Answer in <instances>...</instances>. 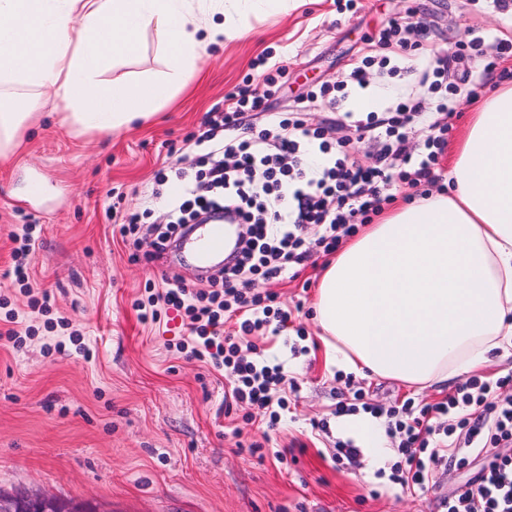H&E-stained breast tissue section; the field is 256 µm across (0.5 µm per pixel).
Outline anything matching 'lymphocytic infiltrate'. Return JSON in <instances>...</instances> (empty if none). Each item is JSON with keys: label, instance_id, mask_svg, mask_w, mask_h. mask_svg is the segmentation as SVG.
Here are the masks:
<instances>
[{"label": "lymphocytic infiltrate", "instance_id": "lymphocytic-infiltrate-1", "mask_svg": "<svg viewBox=\"0 0 512 512\" xmlns=\"http://www.w3.org/2000/svg\"><path fill=\"white\" fill-rule=\"evenodd\" d=\"M460 47L483 57L482 76L445 86L455 57L431 45L419 71L393 65L386 57H368L345 84L310 91V98L334 104L346 84L365 86L373 68L392 77H416L415 93L386 111L363 117L340 113L342 134L333 142L302 112L237 136L243 115L265 108L263 97L246 84L228 92L223 106L207 112L204 130L192 143L195 171H177L182 184L166 200L165 223L148 228L155 238L146 258L161 259L179 227L199 223L216 207L236 211L249 236L207 286L188 287L178 274L168 272L162 288L137 301L135 308L144 322L158 321L165 310L181 316L186 332L175 345L177 352L225 371L232 398L247 407L246 421L260 418L272 428L288 408L280 366L261 363L247 339L278 335L291 312L280 306L276 293L252 292L253 282L282 280L291 263L335 253L344 239L397 199L428 198V185L441 177L438 157L458 97L477 99L484 77L512 62L511 38L489 45L483 38L468 37ZM418 124L429 134L411 152L405 143ZM363 143L374 146L368 165L358 157ZM229 319L236 321L237 335H225ZM390 416L388 433L398 439L402 456L392 471L394 484L404 490L424 487L442 466H464L474 452L484 460L478 477L443 499V512H512V455L507 452L512 446L511 377L474 376L439 401L417 405L409 400Z\"/></svg>", "mask_w": 512, "mask_h": 512}]
</instances>
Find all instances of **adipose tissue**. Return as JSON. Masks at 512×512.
I'll list each match as a JSON object with an SVG mask.
<instances>
[{
	"label": "adipose tissue",
	"instance_id": "adipose-tissue-1",
	"mask_svg": "<svg viewBox=\"0 0 512 512\" xmlns=\"http://www.w3.org/2000/svg\"><path fill=\"white\" fill-rule=\"evenodd\" d=\"M288 0H0V156L36 126L28 92H51L83 134L155 117L188 84L209 45L238 39ZM153 32L164 72L105 83L109 63ZM456 187L387 215L330 261L315 319L331 363L425 386L464 374L512 344V87L472 113Z\"/></svg>",
	"mask_w": 512,
	"mask_h": 512
}]
</instances>
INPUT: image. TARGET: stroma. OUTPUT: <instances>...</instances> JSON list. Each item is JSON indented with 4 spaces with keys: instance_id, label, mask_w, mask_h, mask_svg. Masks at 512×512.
Listing matches in <instances>:
<instances>
[{
    "instance_id": "1",
    "label": "stroma",
    "mask_w": 512,
    "mask_h": 512,
    "mask_svg": "<svg viewBox=\"0 0 512 512\" xmlns=\"http://www.w3.org/2000/svg\"><path fill=\"white\" fill-rule=\"evenodd\" d=\"M408 17L425 27L409 34L407 62L415 67L426 62L427 42L457 51L469 34L489 44L512 38V13L492 0H289L287 13L254 18L248 36L209 47L198 76L149 124L82 134L60 124L51 95L32 99L41 124L19 151L0 157V332L13 313L35 329L22 351L0 343V493L51 495L95 512H440L441 500L476 475L479 463L451 466L431 486L401 490L389 481L401 459L392 441L380 466L367 467L360 456L336 462L337 444L350 440L335 413L345 382L385 410L440 400L459 382L420 390L331 365L313 309L327 257L310 258L296 279L255 285L296 312L280 336L257 343L260 357L282 365L286 382L297 385L270 429L245 422L244 408H226L222 373L175 350L180 318L162 316L151 328L134 309L163 272L201 288L218 269L200 266L173 241L163 262H134L112 234L115 209L148 208L151 223H164L163 201L151 192L169 147L202 132L206 112L242 82L267 106L246 114V126L258 130L271 116L304 112L336 139L337 109L307 93L345 80L364 57L383 56L376 33L389 19ZM260 56L264 68H252ZM283 65L287 83L268 89L263 73ZM481 105L460 100L439 159L443 178L430 194L450 193L455 146ZM23 224L37 238L32 278L54 295L47 316L7 276L10 236ZM49 319L54 329L46 328ZM75 330L91 359L71 348L47 350V342Z\"/></svg>"
}]
</instances>
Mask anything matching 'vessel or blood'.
Here are the masks:
<instances>
[{
  "mask_svg": "<svg viewBox=\"0 0 512 512\" xmlns=\"http://www.w3.org/2000/svg\"><path fill=\"white\" fill-rule=\"evenodd\" d=\"M238 222L236 213L214 210L204 223L193 225L182 236L181 243L194 260L213 267L223 266L225 255L233 253L236 248L232 229Z\"/></svg>",
  "mask_w": 512,
  "mask_h": 512,
  "instance_id": "obj_1",
  "label": "vessel or blood"
}]
</instances>
